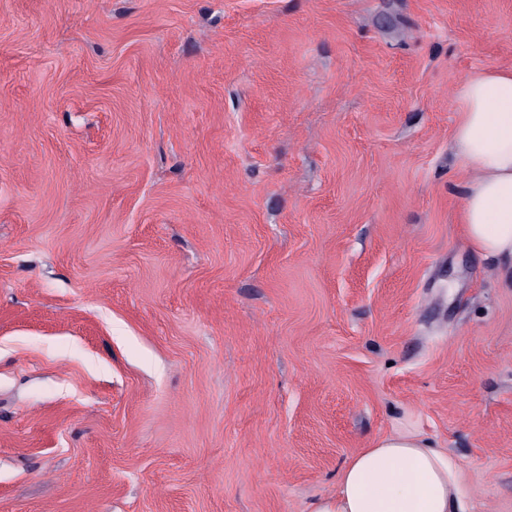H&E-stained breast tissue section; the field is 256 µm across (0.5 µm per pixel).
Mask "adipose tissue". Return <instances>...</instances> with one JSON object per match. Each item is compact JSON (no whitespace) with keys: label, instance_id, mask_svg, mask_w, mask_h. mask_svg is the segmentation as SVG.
<instances>
[{"label":"adipose tissue","instance_id":"ef3b65f1","mask_svg":"<svg viewBox=\"0 0 512 512\" xmlns=\"http://www.w3.org/2000/svg\"><path fill=\"white\" fill-rule=\"evenodd\" d=\"M455 108L452 150L469 174L461 232L471 249L502 258L512 282V67L466 77ZM464 495L453 455L398 431L355 452L315 512H459Z\"/></svg>","mask_w":512,"mask_h":512}]
</instances>
